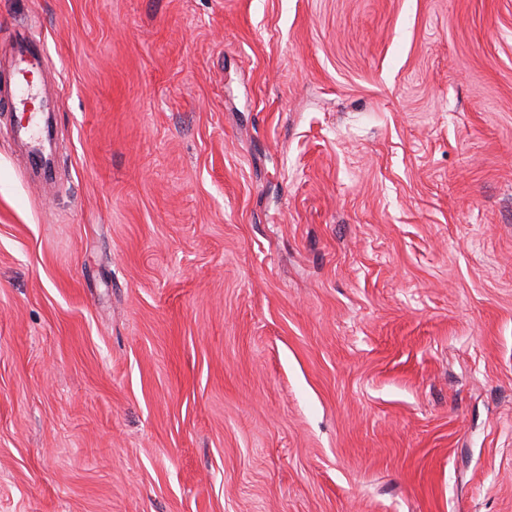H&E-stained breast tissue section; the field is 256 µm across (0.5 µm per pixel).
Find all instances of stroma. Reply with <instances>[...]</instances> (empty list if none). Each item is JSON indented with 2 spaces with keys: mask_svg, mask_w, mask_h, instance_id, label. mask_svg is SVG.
Wrapping results in <instances>:
<instances>
[{
  "mask_svg": "<svg viewBox=\"0 0 512 512\" xmlns=\"http://www.w3.org/2000/svg\"><path fill=\"white\" fill-rule=\"evenodd\" d=\"M0 512H512V0H0Z\"/></svg>",
  "mask_w": 512,
  "mask_h": 512,
  "instance_id": "obj_1",
  "label": "stroma"
}]
</instances>
